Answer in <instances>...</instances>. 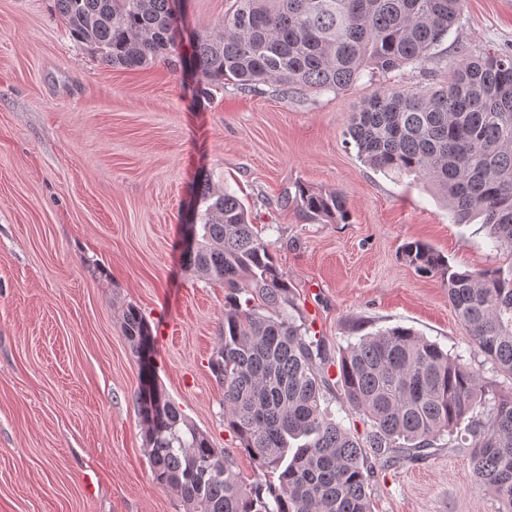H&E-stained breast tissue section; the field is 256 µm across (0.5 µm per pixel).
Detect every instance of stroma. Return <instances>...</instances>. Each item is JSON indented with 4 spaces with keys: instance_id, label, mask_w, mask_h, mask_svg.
Returning a JSON list of instances; mask_svg holds the SVG:
<instances>
[{
    "instance_id": "obj_1",
    "label": "stroma",
    "mask_w": 512,
    "mask_h": 512,
    "mask_svg": "<svg viewBox=\"0 0 512 512\" xmlns=\"http://www.w3.org/2000/svg\"><path fill=\"white\" fill-rule=\"evenodd\" d=\"M229 6L185 0L183 35L211 29ZM509 46L512 0H464L425 67L336 93L228 85L208 100L197 95L202 74L167 57L107 65L71 38L54 0H0V512H184L154 481L144 447L142 369L123 323L131 306L150 326L167 395L244 482L256 480L210 369L224 287L196 277L180 246L204 176L263 227L298 316L331 352L407 327L461 354L494 393H512V378L472 346L442 277L402 258L415 240L458 270L497 266L501 252L476 225L454 223L423 181L365 165L345 136L377 90L424 92L447 79L460 50ZM299 182L342 193L348 223L282 207ZM373 499L375 512L500 509L468 449L444 439L379 471Z\"/></svg>"
}]
</instances>
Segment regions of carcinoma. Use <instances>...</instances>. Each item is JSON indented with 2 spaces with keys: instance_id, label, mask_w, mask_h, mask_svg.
<instances>
[{
  "instance_id": "cac0c4a2",
  "label": "carcinoma",
  "mask_w": 512,
  "mask_h": 512,
  "mask_svg": "<svg viewBox=\"0 0 512 512\" xmlns=\"http://www.w3.org/2000/svg\"><path fill=\"white\" fill-rule=\"evenodd\" d=\"M176 0H55L69 35L110 66L139 68L179 49ZM462 0H233L215 26L193 36L199 94L233 84L286 95L344 90L363 74L423 65L457 22ZM367 166L413 175L448 200L456 224L481 220L508 259L456 270L432 246L405 244L404 260L446 279L448 302L473 345L512 377V53L461 52L448 82L427 93L388 87L346 130ZM307 219L347 223L336 191L303 183L284 197ZM197 242L183 249L198 277L224 284V328L211 371L224 386V426L257 462L251 484L222 448L191 424L154 374L150 329L129 307L124 332L143 385L136 395L154 481L185 512H373L377 471L404 465L440 437L466 432L475 479L512 512V394L489 387L459 354L409 328L361 337L340 357L288 313L292 290L244 203L208 179L195 194ZM341 386L352 431L326 407Z\"/></svg>"
}]
</instances>
